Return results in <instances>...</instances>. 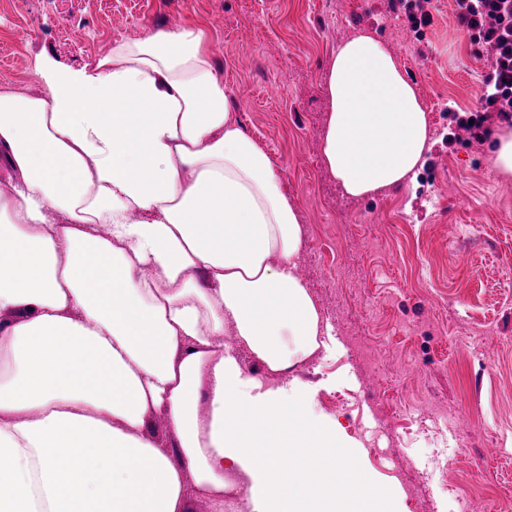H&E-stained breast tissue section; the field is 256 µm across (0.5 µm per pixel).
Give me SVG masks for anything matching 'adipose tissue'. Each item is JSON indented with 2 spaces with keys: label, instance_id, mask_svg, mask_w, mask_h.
<instances>
[{
  "label": "adipose tissue",
  "instance_id": "obj_1",
  "mask_svg": "<svg viewBox=\"0 0 512 512\" xmlns=\"http://www.w3.org/2000/svg\"><path fill=\"white\" fill-rule=\"evenodd\" d=\"M33 67L38 91L0 86V512L398 499L293 374L331 327L295 273L300 215L231 112L205 30L124 39L78 68L42 51ZM325 87L340 189L414 178L428 119L385 43L344 40Z\"/></svg>",
  "mask_w": 512,
  "mask_h": 512
}]
</instances>
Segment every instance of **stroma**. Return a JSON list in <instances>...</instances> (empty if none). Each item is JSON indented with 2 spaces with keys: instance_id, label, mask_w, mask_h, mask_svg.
<instances>
[{
  "instance_id": "1",
  "label": "stroma",
  "mask_w": 512,
  "mask_h": 512,
  "mask_svg": "<svg viewBox=\"0 0 512 512\" xmlns=\"http://www.w3.org/2000/svg\"><path fill=\"white\" fill-rule=\"evenodd\" d=\"M197 24L245 131L267 153L304 228L301 274L335 354L298 369L316 409L368 450L403 494L387 512H512V181L492 137L460 130L486 59L439 0L414 32L387 0H0V84L33 88L35 53L80 67L113 42ZM382 39L427 112L415 182L342 194L320 141L327 69L359 30Z\"/></svg>"
}]
</instances>
